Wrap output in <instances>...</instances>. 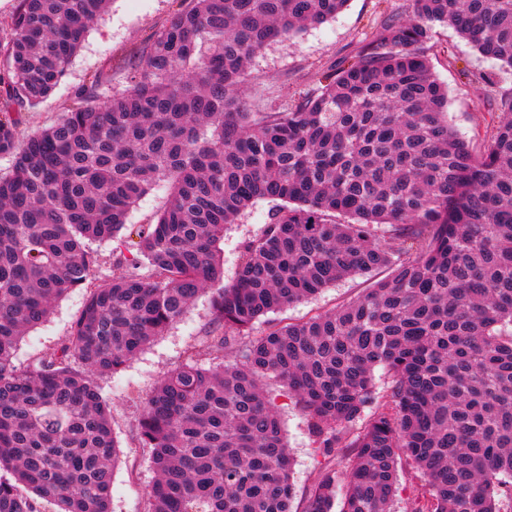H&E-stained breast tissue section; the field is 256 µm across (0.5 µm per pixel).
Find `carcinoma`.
Wrapping results in <instances>:
<instances>
[{"mask_svg": "<svg viewBox=\"0 0 512 512\" xmlns=\"http://www.w3.org/2000/svg\"><path fill=\"white\" fill-rule=\"evenodd\" d=\"M108 0H18L0 42V512H111L119 449L96 377L119 371L212 293L220 362L164 377L136 425L152 449V512H291L292 461L273 381L310 422L325 469L305 512H390L403 457L426 481L411 512L512 508V94L483 152L448 123L428 43L450 25L512 69V0H410L313 93L244 94L270 42L348 0H181L125 62L73 92L52 126L22 112L65 76ZM168 187L155 220L135 201ZM259 199L281 201L223 284L217 244ZM124 234V272L90 291L69 336L13 360L53 304L89 285L92 240ZM147 273H142V270ZM386 276L306 321L268 314L343 278ZM390 377L378 406L374 369ZM375 408L364 416L368 408Z\"/></svg>", "mask_w": 512, "mask_h": 512, "instance_id": "carcinoma-1", "label": "carcinoma"}]
</instances>
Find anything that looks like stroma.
Here are the masks:
<instances>
[{
	"instance_id": "stroma-1",
	"label": "stroma",
	"mask_w": 512,
	"mask_h": 512,
	"mask_svg": "<svg viewBox=\"0 0 512 512\" xmlns=\"http://www.w3.org/2000/svg\"><path fill=\"white\" fill-rule=\"evenodd\" d=\"M409 0H349L335 19L308 27L297 38L270 43L254 59L251 97L260 106H277L317 89L321 75L341 60L352 58L366 40L375 35L380 20L389 13L404 12ZM176 0H110L106 12L88 30L66 76L55 91L36 107L27 109L21 135L48 128L67 112L72 90L94 74L108 72L112 84L124 86L123 62L138 51L177 9ZM428 58L434 74L448 88V120L457 133L475 148H484L490 135L493 99L482 89L483 77H493L500 92L512 93V70L474 50L449 26L438 25ZM276 201L258 200L239 223L229 225L218 251L224 264V283L236 279L244 242L260 234ZM95 257L92 281L100 285L123 270L127 251L122 240L93 242ZM365 277L337 282L315 298L274 313L277 321L299 322L333 309L360 295L367 288ZM80 288L59 299L50 317L21 340L14 364L24 369L52 351L69 335L86 300ZM212 319L211 295L202 293L187 312L162 335L145 347L118 373L99 378L110 398L112 429L120 445V460L113 473L112 512H149L148 491L156 479L150 449L136 437V423L146 399L169 372L195 357L207 366L213 356L205 344V331ZM269 391L278 408L282 429L293 457L295 497L292 512H304L305 494L325 467L345 466L348 455L337 449L335 459L316 455L308 420L293 397L279 385Z\"/></svg>"
}]
</instances>
